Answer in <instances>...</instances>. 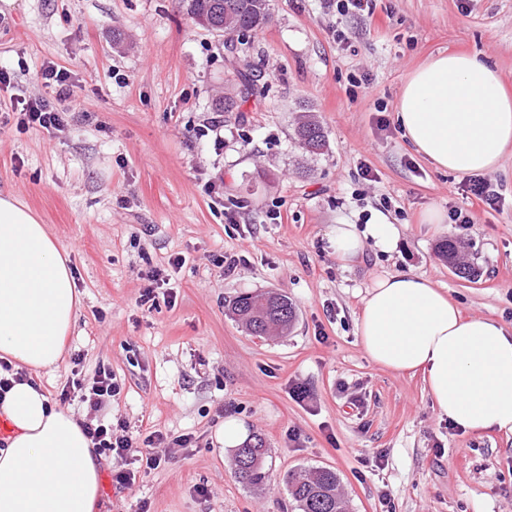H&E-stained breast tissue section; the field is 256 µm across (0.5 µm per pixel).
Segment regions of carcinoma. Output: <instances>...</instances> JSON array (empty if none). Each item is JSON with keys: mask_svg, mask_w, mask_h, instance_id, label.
Masks as SVG:
<instances>
[{"mask_svg": "<svg viewBox=\"0 0 512 512\" xmlns=\"http://www.w3.org/2000/svg\"><path fill=\"white\" fill-rule=\"evenodd\" d=\"M187 16L197 24L216 32H224L234 50V39H246L262 29L270 19V0H182ZM295 139L309 155L322 153L327 147L325 128L309 111H304L295 127ZM232 315L253 336H266L272 331L288 335L295 319V307L288 296L271 291L245 293L231 304ZM263 440L255 437L235 450L234 467L238 482L248 487H261L268 479L265 469ZM291 498L300 512H341L347 508L339 493L336 472L321 468L294 472L285 477Z\"/></svg>", "mask_w": 512, "mask_h": 512, "instance_id": "obj_1", "label": "carcinoma"}]
</instances>
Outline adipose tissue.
I'll return each instance as SVG.
<instances>
[{
  "instance_id": "adipose-tissue-1",
  "label": "adipose tissue",
  "mask_w": 512,
  "mask_h": 512,
  "mask_svg": "<svg viewBox=\"0 0 512 512\" xmlns=\"http://www.w3.org/2000/svg\"><path fill=\"white\" fill-rule=\"evenodd\" d=\"M403 136L440 169L483 174L512 149V96L488 59L449 53L406 78L397 106ZM337 259L352 264L366 243L394 251L399 228L383 215L365 227L334 225ZM79 297L45 224L20 199L0 194V359L26 371L0 399L10 435L0 448V512H98L92 442L73 413L35 380L59 367ZM357 333L369 359L393 373L421 374L450 423L512 436V330L464 316L428 278L378 275L363 299Z\"/></svg>"
}]
</instances>
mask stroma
<instances>
[{
	"mask_svg": "<svg viewBox=\"0 0 512 512\" xmlns=\"http://www.w3.org/2000/svg\"><path fill=\"white\" fill-rule=\"evenodd\" d=\"M270 12L232 54L181 0H17L0 15L11 77L0 85V193L47 225L80 295L44 391L59 401L73 375L103 364L120 396L97 413L73 399L66 409L124 423L138 447L154 430L192 437L126 488L112 481L121 462L100 456V512H297L283 477L318 468L336 471L350 512H512V437L452 426L420 377L373 363L357 334L362 298L385 271L425 276L464 315L512 327V155L483 176L500 203L478 206L469 175L423 160L396 121L406 76L441 53L488 58L512 92V0H375L369 16L270 0ZM48 61L72 76L73 102L53 103L66 124L17 129ZM304 108L327 132L322 154L294 140ZM215 119L220 136L196 137ZM209 182L244 202L238 228ZM433 208L470 217L477 279L439 259L460 229L434 232L422 221ZM377 212L400 228L397 248H366L343 267L330 228ZM223 254L241 256L234 273L215 264ZM152 267L169 276L174 305L138 306ZM268 290L296 306L288 335H250L228 314L237 295ZM292 383L312 400L294 401ZM228 419L263 439L266 486L235 480L233 449L215 441Z\"/></svg>",
	"mask_w": 512,
	"mask_h": 512,
	"instance_id": "35a3bbf8",
	"label": "stroma"
}]
</instances>
